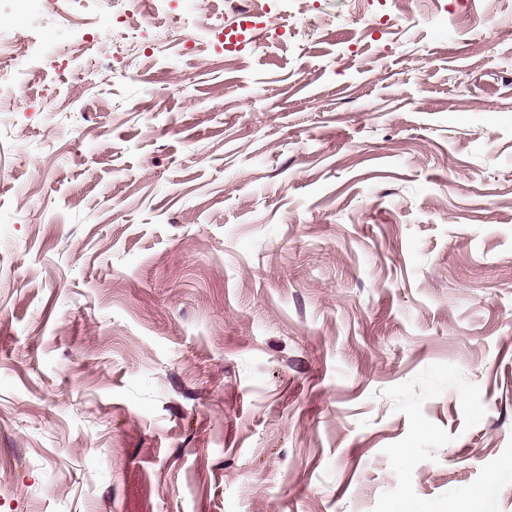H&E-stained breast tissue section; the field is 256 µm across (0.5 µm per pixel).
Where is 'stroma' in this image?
Wrapping results in <instances>:
<instances>
[{"label": "stroma", "instance_id": "obj_1", "mask_svg": "<svg viewBox=\"0 0 512 512\" xmlns=\"http://www.w3.org/2000/svg\"><path fill=\"white\" fill-rule=\"evenodd\" d=\"M124 9L0 0V512H465L512 459V0H156L121 51Z\"/></svg>", "mask_w": 512, "mask_h": 512}]
</instances>
